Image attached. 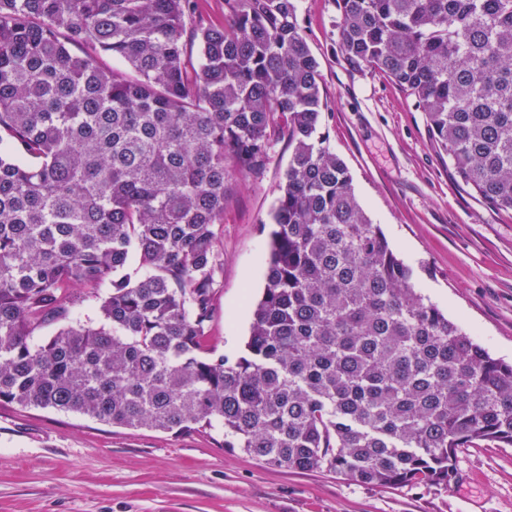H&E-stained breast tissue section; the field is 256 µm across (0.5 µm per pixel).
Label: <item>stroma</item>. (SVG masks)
Returning a JSON list of instances; mask_svg holds the SVG:
<instances>
[{
  "instance_id": "35a3bbf8",
  "label": "stroma",
  "mask_w": 512,
  "mask_h": 512,
  "mask_svg": "<svg viewBox=\"0 0 512 512\" xmlns=\"http://www.w3.org/2000/svg\"><path fill=\"white\" fill-rule=\"evenodd\" d=\"M320 63L321 131L419 292L512 362V211L473 196L430 139L424 115L383 74L352 70L337 0H297ZM291 150L259 178L228 183L207 343L238 356L265 284L270 211ZM450 488L373 487L274 468L216 434L129 430L77 413L0 405V512H512V447L457 458Z\"/></svg>"
}]
</instances>
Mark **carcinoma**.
<instances>
[{
	"instance_id": "cac0c4a2",
	"label": "carcinoma",
	"mask_w": 512,
	"mask_h": 512,
	"mask_svg": "<svg viewBox=\"0 0 512 512\" xmlns=\"http://www.w3.org/2000/svg\"><path fill=\"white\" fill-rule=\"evenodd\" d=\"M225 2L228 24L188 33L194 0H0V405L448 489L462 449L512 447V363L417 291L357 199L296 0ZM337 2L347 65L399 85L512 211V0ZM281 139L266 283L230 359L206 342L227 185ZM86 298L96 326L73 318Z\"/></svg>"
}]
</instances>
